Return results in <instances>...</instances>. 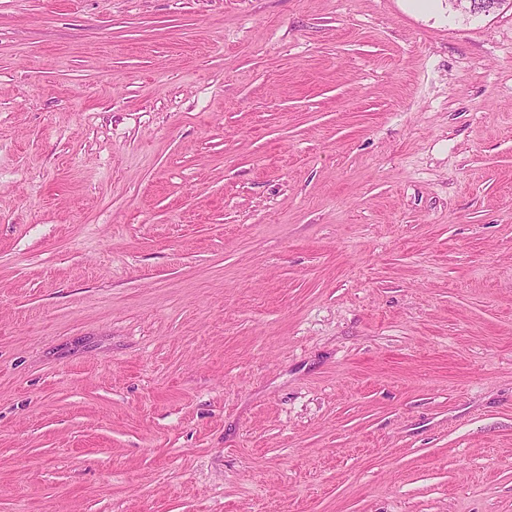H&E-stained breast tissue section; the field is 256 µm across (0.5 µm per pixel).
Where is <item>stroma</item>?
<instances>
[{
	"mask_svg": "<svg viewBox=\"0 0 512 512\" xmlns=\"http://www.w3.org/2000/svg\"><path fill=\"white\" fill-rule=\"evenodd\" d=\"M0 512H512V0H0Z\"/></svg>",
	"mask_w": 512,
	"mask_h": 512,
	"instance_id": "35a3bbf8",
	"label": "stroma"
}]
</instances>
